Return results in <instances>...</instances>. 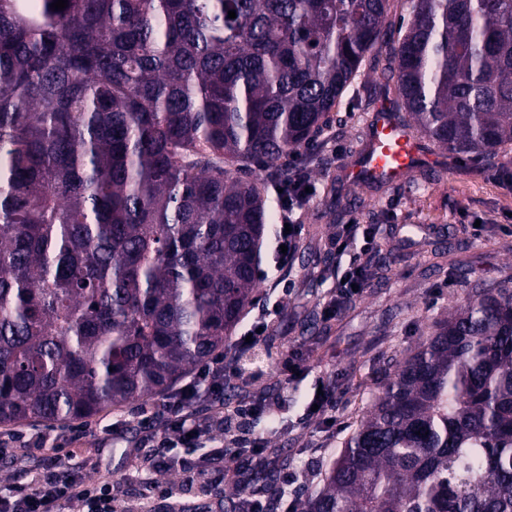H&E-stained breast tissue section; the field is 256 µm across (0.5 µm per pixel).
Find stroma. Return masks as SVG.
Wrapping results in <instances>:
<instances>
[{"label":"stroma","mask_w":512,"mask_h":512,"mask_svg":"<svg viewBox=\"0 0 512 512\" xmlns=\"http://www.w3.org/2000/svg\"><path fill=\"white\" fill-rule=\"evenodd\" d=\"M389 95L373 61H365L331 114V121L304 153L301 168L309 172L317 195L301 214V235L287 265L272 267L269 252H262L261 267L268 277L260 281L258 299L280 301L270 317L276 340L258 366L251 387L265 405L287 419L271 434L270 445L287 449L297 481L289 496L305 500L322 484L326 463L338 451L357 415L376 390L378 372L390 355L413 348L430 322L447 316L462 295L454 271L441 274L429 268L421 252L425 240L449 246L450 259L462 263L474 281L496 283L512 278V183L495 168L472 156L457 161L433 145L414 169L415 179L382 190L352 182L348 171L356 167L368 143L369 120ZM447 168L443 181H433L435 170ZM350 200L337 211L336 198ZM374 224L381 249L375 260L391 264L389 286L370 281L335 317L324 318L323 304L336 288L325 266L336 263L330 241L339 225ZM298 349L307 376L290 381L278 365L283 352ZM332 392L333 406L325 415L307 417L306 404L317 382ZM163 398L104 411L92 418L90 430L69 448L97 460L93 478L124 482V501L140 512L146 494L133 478L136 459L147 449L140 419L153 413V426L166 421ZM119 423L123 435L113 438L109 424ZM226 475L211 494L193 490L176 498L175 506L156 502L153 512H224V498L234 492L235 463H225Z\"/></svg>","instance_id":"35a3bbf8"}]
</instances>
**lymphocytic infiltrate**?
<instances>
[{
	"mask_svg": "<svg viewBox=\"0 0 512 512\" xmlns=\"http://www.w3.org/2000/svg\"><path fill=\"white\" fill-rule=\"evenodd\" d=\"M372 228L361 224L344 226L337 230L331 242L338 261L332 270L337 281L329 302L322 308L324 317H332L353 297L354 287H366V273L375 247ZM231 368L223 355H216L198 368L167 398L166 424L162 431H154L151 415H144L141 426L147 432L154 453L149 461L153 471L178 465V486L161 485L150 481L149 493L172 497L175 490L186 491L196 485L215 483L214 470L194 459L196 449L214 447L218 456H226L228 448H247L259 451L264 446L253 434V425L259 412L253 404L240 403L233 411L224 409V379ZM207 405L203 418H196L199 405ZM58 442L46 435L30 437L21 446L0 443V455L25 458L40 454L39 467L30 482L15 485L9 496L0 498V512H118L123 491L120 482L93 480L86 475L87 461H71L66 472H59Z\"/></svg>",
	"mask_w": 512,
	"mask_h": 512,
	"instance_id": "obj_1",
	"label": "lymphocytic infiltrate"
}]
</instances>
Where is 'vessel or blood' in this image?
<instances>
[{
    "label": "vessel or blood",
    "mask_w": 512,
    "mask_h": 512,
    "mask_svg": "<svg viewBox=\"0 0 512 512\" xmlns=\"http://www.w3.org/2000/svg\"><path fill=\"white\" fill-rule=\"evenodd\" d=\"M371 148L354 179H382L399 183L402 174L422 157L417 136L379 108L370 122Z\"/></svg>",
    "instance_id": "b4317fda"
}]
</instances>
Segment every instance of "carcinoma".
Listing matches in <instances>:
<instances>
[{"label":"carcinoma","instance_id":"cac0c4a2","mask_svg":"<svg viewBox=\"0 0 512 512\" xmlns=\"http://www.w3.org/2000/svg\"><path fill=\"white\" fill-rule=\"evenodd\" d=\"M53 2L0 0V426L237 362L276 221L245 173L288 185L370 57L408 127L512 174V0H411L396 30L393 0ZM463 286L304 512H512V287ZM281 473L253 457L224 512Z\"/></svg>","mask_w":512,"mask_h":512}]
</instances>
